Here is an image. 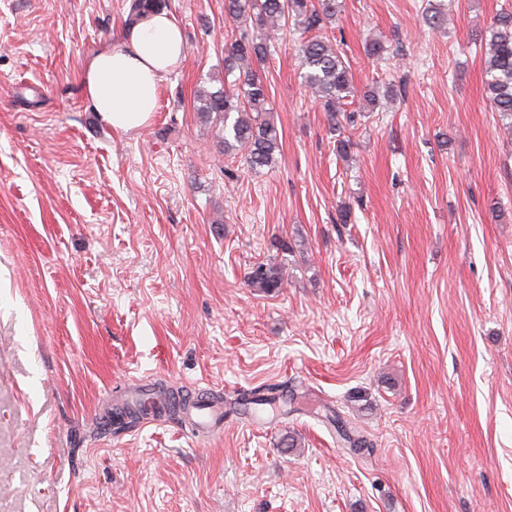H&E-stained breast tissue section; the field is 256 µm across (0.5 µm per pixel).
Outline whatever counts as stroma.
<instances>
[{
	"label": "stroma",
	"mask_w": 512,
	"mask_h": 512,
	"mask_svg": "<svg viewBox=\"0 0 512 512\" xmlns=\"http://www.w3.org/2000/svg\"><path fill=\"white\" fill-rule=\"evenodd\" d=\"M165 3L184 58L119 134L82 80L128 0H0V512H512V136L479 49L512 0H337L377 93L344 158L284 29L275 162L231 179L196 110L224 0ZM267 261L269 293L245 280ZM136 382L284 396L206 437L109 423ZM246 278L251 287L261 290L280 288L284 281L282 267L264 262L254 264L247 272Z\"/></svg>",
	"instance_id": "obj_1"
}]
</instances>
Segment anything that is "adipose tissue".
Here are the masks:
<instances>
[{
    "mask_svg": "<svg viewBox=\"0 0 512 512\" xmlns=\"http://www.w3.org/2000/svg\"><path fill=\"white\" fill-rule=\"evenodd\" d=\"M185 42L175 18L155 10L89 60L84 94L99 119L118 133L148 125L158 108L160 83L184 57Z\"/></svg>",
    "mask_w": 512,
    "mask_h": 512,
    "instance_id": "obj_1",
    "label": "adipose tissue"
}]
</instances>
